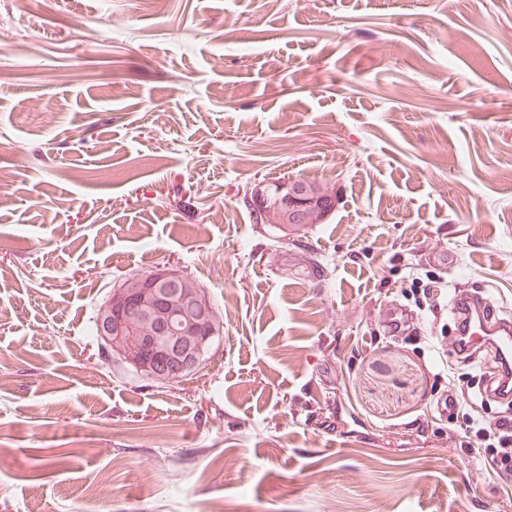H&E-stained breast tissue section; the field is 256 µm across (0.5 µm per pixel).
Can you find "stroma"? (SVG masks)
<instances>
[{"label":"stroma","mask_w":512,"mask_h":512,"mask_svg":"<svg viewBox=\"0 0 512 512\" xmlns=\"http://www.w3.org/2000/svg\"><path fill=\"white\" fill-rule=\"evenodd\" d=\"M512 4L0 0V512H512V407L449 300L512 317ZM334 187L274 238L245 194ZM174 265L224 326L158 384L91 332ZM409 325L389 332L386 305Z\"/></svg>","instance_id":"obj_1"}]
</instances>
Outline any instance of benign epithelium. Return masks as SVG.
I'll use <instances>...</instances> for the list:
<instances>
[{"label": "benign epithelium", "instance_id": "obj_1", "mask_svg": "<svg viewBox=\"0 0 512 512\" xmlns=\"http://www.w3.org/2000/svg\"><path fill=\"white\" fill-rule=\"evenodd\" d=\"M171 267L134 273L114 284L98 308L101 346L153 382L192 374L223 327L204 288L187 290Z\"/></svg>", "mask_w": 512, "mask_h": 512}]
</instances>
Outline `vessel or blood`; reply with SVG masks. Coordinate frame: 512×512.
<instances>
[{"label":"vessel or blood","instance_id":"vessel-or-blood-1","mask_svg":"<svg viewBox=\"0 0 512 512\" xmlns=\"http://www.w3.org/2000/svg\"><path fill=\"white\" fill-rule=\"evenodd\" d=\"M456 354L492 352L495 358L512 360V320L501 317L485 292H467L453 303Z\"/></svg>","mask_w":512,"mask_h":512}]
</instances>
